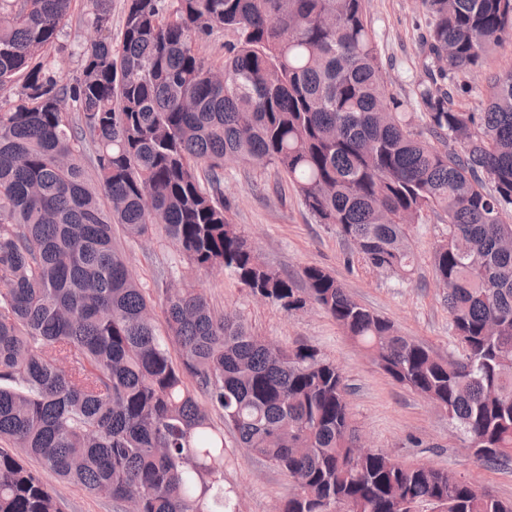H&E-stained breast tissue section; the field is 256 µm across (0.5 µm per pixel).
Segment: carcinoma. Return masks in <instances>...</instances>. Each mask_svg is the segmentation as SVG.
<instances>
[{
  "label": "carcinoma",
  "instance_id": "cac0c4a2",
  "mask_svg": "<svg viewBox=\"0 0 512 512\" xmlns=\"http://www.w3.org/2000/svg\"><path fill=\"white\" fill-rule=\"evenodd\" d=\"M71 2L0 0V87L23 78L0 103V512H63L28 458L113 512H234L226 429L292 479L279 512H512L448 470L375 448L353 461L336 363L255 335L201 288L165 289L158 321L115 237L159 225L193 269L228 270L287 311L314 305L443 409L474 462L512 465V71L480 112L448 91L512 37V0H422L420 127L380 77L363 0H126L115 46L110 0H93L100 37L63 84L45 52ZM218 31L223 57L201 56ZM228 162L283 175L364 267L400 279L408 227L436 215L456 361L326 269L296 281L269 266L224 204Z\"/></svg>",
  "mask_w": 512,
  "mask_h": 512
}]
</instances>
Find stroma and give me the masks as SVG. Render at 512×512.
I'll use <instances>...</instances> for the list:
<instances>
[{"label":"stroma","mask_w":512,"mask_h":512,"mask_svg":"<svg viewBox=\"0 0 512 512\" xmlns=\"http://www.w3.org/2000/svg\"><path fill=\"white\" fill-rule=\"evenodd\" d=\"M364 5L389 89L401 99L415 101L417 86L426 78L419 55L425 31L420 0H364ZM93 19L91 0H73L50 51L61 82L78 74L83 51L97 39ZM510 70L512 39L507 38L492 47L480 71L455 74V81L469 87L467 94L457 98V108L480 111L494 92L495 78ZM224 200L234 223L269 265L291 277L309 265L323 267L357 302L391 321L402 335L427 345L437 357L455 355L457 341L450 327L445 290L435 280L432 262L433 247L443 228L438 219L410 226L414 271L402 280L363 267L336 225L316 222L292 186L274 170L226 164ZM123 247L132 272L153 300L161 299L170 281L183 282L204 289L218 309L240 314L259 336L287 346H315L342 368L353 423L375 448L404 466L427 463L512 500V466L494 470L475 463L447 415L384 374L329 315L311 306L289 313L276 303L258 300L225 270L197 272L160 229L145 240L124 242ZM224 484L236 491L239 512H277L294 489L286 474L239 448L234 449L224 470Z\"/></svg>","instance_id":"obj_1"}]
</instances>
